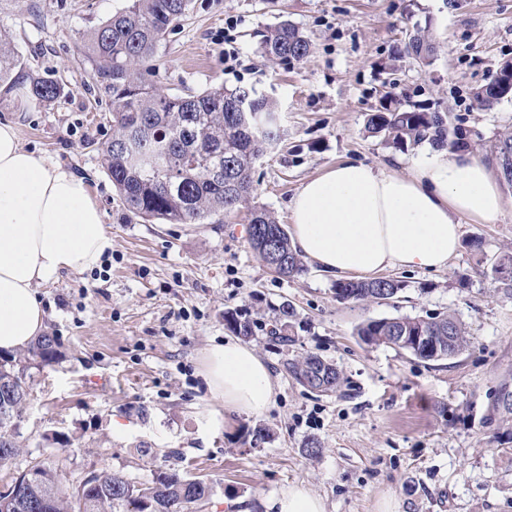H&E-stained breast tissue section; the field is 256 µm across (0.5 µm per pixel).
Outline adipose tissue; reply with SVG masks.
Here are the masks:
<instances>
[{
  "label": "adipose tissue",
  "mask_w": 512,
  "mask_h": 512,
  "mask_svg": "<svg viewBox=\"0 0 512 512\" xmlns=\"http://www.w3.org/2000/svg\"><path fill=\"white\" fill-rule=\"evenodd\" d=\"M503 207L491 166L467 152H436L405 175L346 160L302 184L291 238L337 277L439 271L460 249L458 215L489 222ZM111 248L84 177L25 150L16 126L0 122V353L46 330L39 286L98 267ZM201 375L226 409L260 415L273 402L269 368L237 341L208 348Z\"/></svg>",
  "instance_id": "adipose-tissue-1"
}]
</instances>
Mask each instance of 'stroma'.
<instances>
[{
    "label": "stroma",
    "instance_id": "35a3bbf8",
    "mask_svg": "<svg viewBox=\"0 0 512 512\" xmlns=\"http://www.w3.org/2000/svg\"><path fill=\"white\" fill-rule=\"evenodd\" d=\"M127 0H0L27 67L65 91L52 105L20 108L0 95V121L17 125L22 146L85 176L112 239L107 270L67 273L39 293L47 331L62 356L31 369L18 421L22 449L0 468V491L41 462L62 488L90 472L139 481L170 468L207 484L188 512H269L284 488L321 497L326 512H512V417L494 412L512 384V295L487 267L512 253V186L502 213L460 216L462 243L437 272L386 270L404 288L395 305L338 301L334 278L314 267L276 277L247 242L249 209L200 230L159 226L127 210L101 166L112 108L77 51L83 35ZM432 18L430 64L396 57L409 20ZM236 19L238 58L224 66V23ZM287 20L311 40L296 63L263 54L266 31ZM512 61V0H189L151 59L153 82L169 94L253 88L280 115L278 144L255 164L253 203L278 220L301 185L344 160L387 164L404 174L433 153L399 151L364 130L384 98L430 102L461 119L476 156L512 127V99L478 108L473 90ZM291 304L294 340L264 330ZM235 310L257 324L246 344L270 368L276 395L260 416L226 410L201 376L204 351L229 331ZM447 312L467 327L458 355L422 361L357 334L368 319ZM313 353L345 382L332 394L299 385L287 360ZM265 441H254V428ZM317 439L318 455L304 444Z\"/></svg>",
    "mask_w": 512,
    "mask_h": 512
}]
</instances>
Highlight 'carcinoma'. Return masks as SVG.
<instances>
[{"label":"carcinoma","mask_w":512,"mask_h":512,"mask_svg":"<svg viewBox=\"0 0 512 512\" xmlns=\"http://www.w3.org/2000/svg\"><path fill=\"white\" fill-rule=\"evenodd\" d=\"M188 0H129L121 12L102 22L83 41L81 52L93 79L112 98V139L102 151V166L128 209L145 219L167 224H202L221 213H230L250 202L255 162L279 139L278 115L272 103L258 98L253 89H207L195 95L164 94L140 72L153 56L169 26L185 15ZM431 19L415 24L407 35L403 52L414 59L433 56ZM272 57L296 62L310 52V40L289 21L271 29L262 42ZM26 89L28 101L49 106L63 93L62 84L31 71L14 49L8 32L0 28V90ZM512 96V86L495 78L475 89L477 105L490 110ZM367 132L383 137L390 147L407 151L428 143L436 148L473 150L458 125L448 123V113L418 104L387 105L367 114ZM490 158L503 179L512 185V168L504 165V153L512 154V131L496 137ZM248 240L263 263L268 250L275 251L281 265L274 269L282 278L304 271L301 255L292 247L288 232L263 207L251 211ZM402 285L392 278L340 280L336 299L341 302L380 303L398 298ZM294 310L282 306L270 336L293 342L290 328ZM225 325L246 339L254 336L256 322L235 311L224 312ZM367 346L386 345L413 356L434 361L454 356L467 345L465 324L445 312L424 316L369 319L357 328ZM418 336L440 340L438 352H428L416 343ZM60 345L53 335L40 336L27 349L0 359V381L19 388L7 407L9 415L21 417L27 400V372L56 362ZM284 369L299 384L315 391L334 393L344 382L335 364L308 354L284 363ZM494 409L512 415V387L500 386ZM18 435L0 431V466L20 453ZM37 477L22 473L14 479L19 509L1 502L0 512H185L210 492L203 482L184 487L178 469L159 472L148 482L103 473L93 481L62 494L55 468L36 465Z\"/></svg>","instance_id":"1"}]
</instances>
